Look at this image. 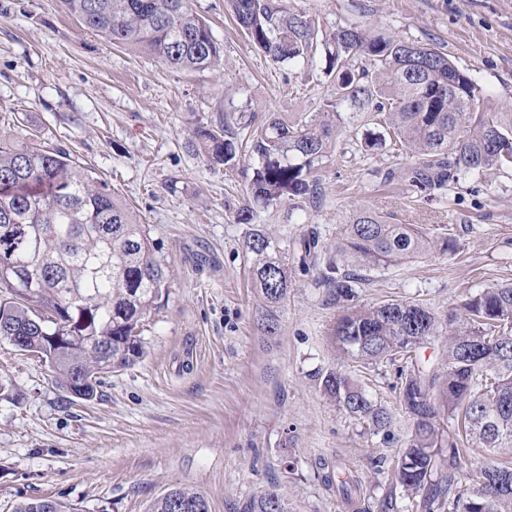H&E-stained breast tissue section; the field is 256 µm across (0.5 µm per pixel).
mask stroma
Instances as JSON below:
<instances>
[{"instance_id": "35a3bbf8", "label": "stroma", "mask_w": 512, "mask_h": 512, "mask_svg": "<svg viewBox=\"0 0 512 512\" xmlns=\"http://www.w3.org/2000/svg\"><path fill=\"white\" fill-rule=\"evenodd\" d=\"M224 47V68L186 72L84 29L60 0H0V136L69 150L92 166L144 224L166 283L144 320L145 359L102 374L83 401L58 389L47 361L0 339V512L50 497L69 512H147L174 486L210 512H242L277 487L288 512H345L321 461L343 462L362 483L361 512H391L408 422L397 368L337 356L339 310L317 271H293L274 342L257 330L258 300L234 215L247 190L237 169L193 151L199 125L262 124L269 113L315 115L331 92L324 53L273 62L238 28L224 0H191ZM319 37L357 26L436 45L477 84L478 112L512 113V0H293ZM359 115L314 172L313 196L261 215L290 245L317 231L324 244L353 210L399 224H446L452 254L364 269L361 305L424 304L439 316L469 293L512 283V169L466 175L444 194L412 196L383 181L413 159L393 141L368 150ZM352 376L392 415L389 436L367 433L322 393L317 377Z\"/></svg>"}]
</instances>
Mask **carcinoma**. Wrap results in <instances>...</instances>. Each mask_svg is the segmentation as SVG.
Masks as SVG:
<instances>
[{
	"label": "carcinoma",
	"instance_id": "cac0c4a2",
	"mask_svg": "<svg viewBox=\"0 0 512 512\" xmlns=\"http://www.w3.org/2000/svg\"><path fill=\"white\" fill-rule=\"evenodd\" d=\"M86 29L115 45L182 71L215 70L224 47L189 0H61ZM233 20L275 63L308 62L323 46L329 59L332 99L321 115L288 120L275 115L250 130L247 141L258 163L247 174L248 199L235 223L249 230L245 249L252 286L261 304L257 329L264 339L279 333V309L292 287L288 250L259 223L258 208L305 196L308 175L328 157L344 112L382 116L391 138L418 163L385 180L401 179L411 194L443 193L463 174L512 165V120L471 111L478 87L430 44L385 32L341 27L317 41L312 19L290 0H225ZM365 57L375 74L354 72ZM195 151L213 167L235 168L239 141L231 124L192 130ZM299 266H324L322 276L336 301L355 298L347 263L387 266L422 259L438 250L452 254L454 238L435 224H396L359 209L328 249L311 231L296 240ZM165 284L145 225L92 168L58 147L0 140V338L45 358L56 385L91 400L100 374L132 367L146 356L142 320ZM445 338L442 363L417 353ZM338 352L368 364L407 360L399 370V395L410 421L396 478L411 506L422 512H512V465H490L456 482L459 445L512 448V283L466 296L441 321L412 301L390 299L351 306L331 330ZM336 404L369 422L379 434L388 411L372 402L343 372L321 376ZM323 482L336 485L351 504L358 478L341 462ZM200 493L175 486L150 512H197ZM14 512H68L52 499H30ZM244 512H288L275 487L250 498Z\"/></svg>",
	"mask_w": 512,
	"mask_h": 512
}]
</instances>
